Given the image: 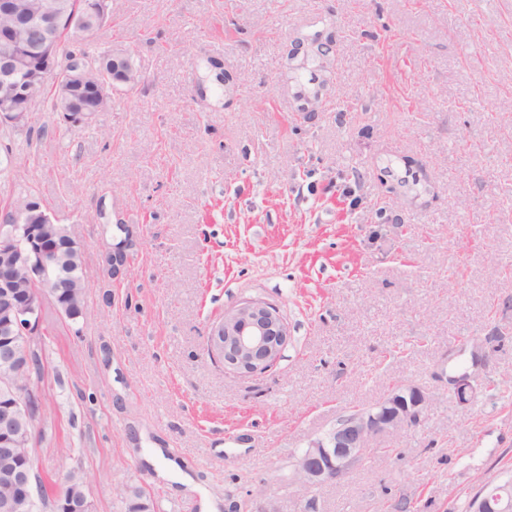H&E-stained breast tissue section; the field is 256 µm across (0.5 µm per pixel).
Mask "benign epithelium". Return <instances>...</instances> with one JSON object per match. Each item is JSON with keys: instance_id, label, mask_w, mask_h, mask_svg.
<instances>
[{"instance_id": "7a95c632", "label": "benign epithelium", "mask_w": 512, "mask_h": 512, "mask_svg": "<svg viewBox=\"0 0 512 512\" xmlns=\"http://www.w3.org/2000/svg\"><path fill=\"white\" fill-rule=\"evenodd\" d=\"M112 13V0H45L40 11L31 14L35 22L29 31L32 39L20 48L9 37H0V71L7 79L0 82V96L10 105L0 110V122L24 126L30 120L34 97L52 81L65 89L89 85L94 101L102 102L111 95L108 84L88 76L90 66L81 63L70 69L59 68L55 56V36L79 30L89 20L104 22ZM92 109L73 104L62 112L65 121L78 124L89 119ZM27 247L19 249L13 235L0 237V304L8 312L0 325V386L8 405L0 411V452L13 451L18 432L15 416L23 414L28 424L36 419L38 400L35 392L37 354L35 337L39 335L40 311L46 292L30 290L17 295V274L21 271L31 283L44 279L55 260V252L35 224H17ZM290 329L277 305L258 299L240 302L213 329L211 354L222 360L224 369L236 373H262L280 359L288 344ZM448 387L462 405L474 395L471 376L448 377ZM426 393L414 385L391 388L375 407L354 411L333 426L324 436L313 440L297 467V476L310 488L335 481L350 473L371 448L374 438L394 434L421 423L426 410ZM40 478L39 466L17 469L11 483L15 493L0 501V512H31L36 504L32 487ZM469 512H512V484L480 489L468 503Z\"/></svg>"}]
</instances>
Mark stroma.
<instances>
[{"mask_svg":"<svg viewBox=\"0 0 512 512\" xmlns=\"http://www.w3.org/2000/svg\"><path fill=\"white\" fill-rule=\"evenodd\" d=\"M91 39L141 82L85 123L43 91L0 124V205L38 196L89 287L77 321L41 309L35 498L80 469L94 512H125L129 485L199 512L155 447L240 512H465L512 478V0H112ZM127 236L108 277L98 255ZM246 298L291 330L261 374L207 354ZM400 384L428 396L421 427L294 481L311 441Z\"/></svg>","mask_w":512,"mask_h":512,"instance_id":"35a3bbf8","label":"stroma"}]
</instances>
